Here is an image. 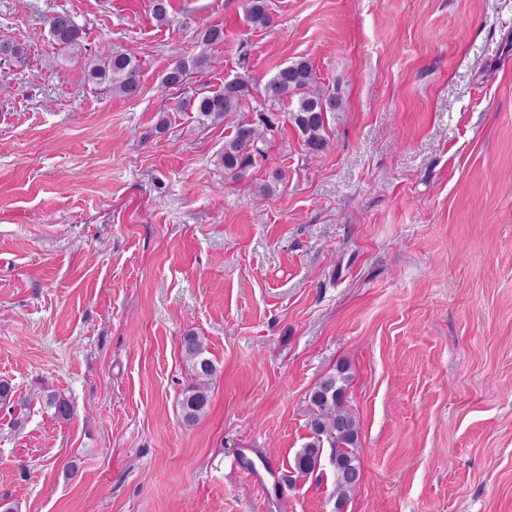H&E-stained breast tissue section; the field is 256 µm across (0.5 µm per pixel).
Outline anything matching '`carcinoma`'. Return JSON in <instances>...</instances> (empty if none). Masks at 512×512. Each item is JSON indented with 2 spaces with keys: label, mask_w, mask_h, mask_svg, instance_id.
I'll use <instances>...</instances> for the list:
<instances>
[{
  "label": "carcinoma",
  "mask_w": 512,
  "mask_h": 512,
  "mask_svg": "<svg viewBox=\"0 0 512 512\" xmlns=\"http://www.w3.org/2000/svg\"><path fill=\"white\" fill-rule=\"evenodd\" d=\"M169 0H151L153 19L167 25L171 22ZM246 21L255 28H266L271 23L267 0H247ZM52 41L63 48L77 44L83 29L66 13H56L49 18ZM197 40L206 47L224 43L221 25H205L198 29ZM23 65L27 50L15 43H0V61ZM212 56L202 53L189 61L178 59L168 68L161 80L164 89H176L183 94L176 110L192 112L198 124L214 125L232 120L231 132L224 139L221 161L225 173L236 181L247 178L256 156L264 155L265 130L273 127L269 112L278 105H287V120L302 136L306 152L311 157L325 153L329 146L326 130L329 115L341 109L342 101L328 86L317 80L311 61L296 57L281 67L262 89L266 111L252 119L245 112L248 99L256 86L248 75L236 76L224 82V88L214 92L190 91L184 87L189 70L212 67ZM85 80L114 95L134 99L141 90V64L131 50L114 51L104 57L90 60L84 66ZM285 174L276 168L268 179L257 186L263 195H271L283 182ZM182 352L190 369L191 383L182 392L180 409L184 421L196 423L207 413L210 402V384L216 367L205 356L204 338L190 333L183 337ZM351 380L350 366L346 362L336 365L334 372L325 375L309 394L308 426L312 437L295 455L293 470L297 477L313 473L320 465L323 450L331 448L330 463L336 476V512H343L349 495L357 489L361 471L359 448V423L346 404V391ZM42 400L60 421L73 415L71 403L54 391L44 392Z\"/></svg>",
  "instance_id": "cac0c4a2"
}]
</instances>
